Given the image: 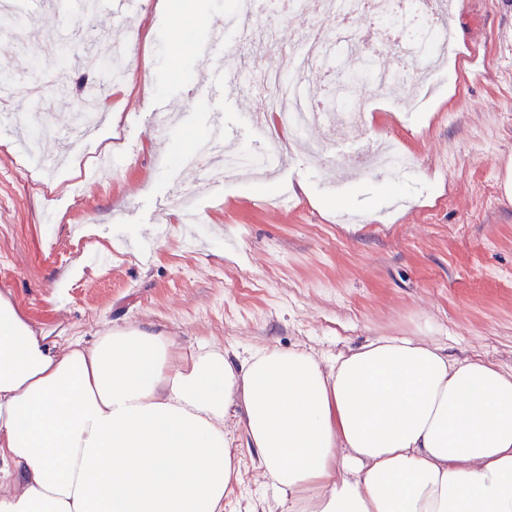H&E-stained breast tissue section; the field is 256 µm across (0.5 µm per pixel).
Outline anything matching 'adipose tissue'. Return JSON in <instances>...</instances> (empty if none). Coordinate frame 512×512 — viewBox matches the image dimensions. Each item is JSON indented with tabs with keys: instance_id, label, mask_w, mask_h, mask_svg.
Returning a JSON list of instances; mask_svg holds the SVG:
<instances>
[{
	"instance_id": "obj_1",
	"label": "adipose tissue",
	"mask_w": 512,
	"mask_h": 512,
	"mask_svg": "<svg viewBox=\"0 0 512 512\" xmlns=\"http://www.w3.org/2000/svg\"><path fill=\"white\" fill-rule=\"evenodd\" d=\"M246 450L288 512H512V370L422 336L331 363L58 340L0 291V512H224Z\"/></svg>"
}]
</instances>
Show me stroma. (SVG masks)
<instances>
[{
    "label": "stroma",
    "mask_w": 512,
    "mask_h": 512,
    "mask_svg": "<svg viewBox=\"0 0 512 512\" xmlns=\"http://www.w3.org/2000/svg\"><path fill=\"white\" fill-rule=\"evenodd\" d=\"M164 0H134L113 17L62 0L35 23L54 37L17 39L31 23L21 0H0V63L14 86L0 113L38 111L46 153L64 162L46 171L20 165V132L0 134V289H10L30 320L53 336H94L106 325L162 329L185 351L259 346L307 350L326 360L383 337L426 336L455 358L512 368V0H456L448 62L419 57L420 91L394 104L375 84L358 86L373 138L388 137L413 160L393 172L339 170L308 147L327 143L312 125L307 144L287 129L257 126L268 100L247 80L219 99L199 93L210 64L185 54L178 67ZM184 39L206 41L209 21L234 0H187ZM207 25H199L197 15ZM306 16L260 18L278 31L267 65L288 71ZM122 50L128 68L151 67L150 84L122 83L111 107L119 165L91 183L77 158L96 147L94 131L71 141L81 102L97 98L102 78L89 61ZM225 144L259 154L277 143L282 164L261 177L188 168L181 162L215 124ZM224 185L212 194L204 180ZM199 183L203 223H180L170 205L178 188ZM168 228L154 236L155 225ZM85 273L65 299L57 275L74 263ZM224 512L264 498L250 454Z\"/></svg>",
    "instance_id": "35a3bbf8"
}]
</instances>
